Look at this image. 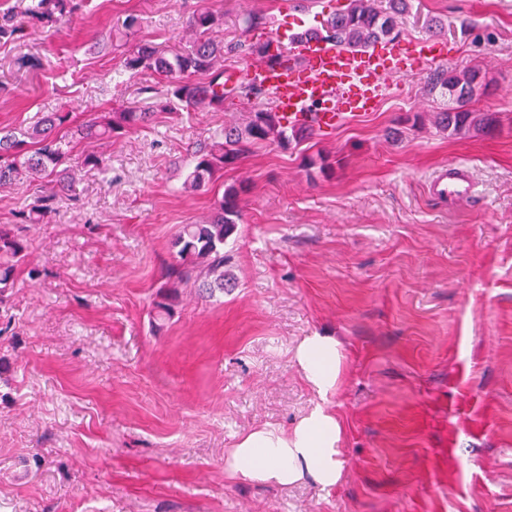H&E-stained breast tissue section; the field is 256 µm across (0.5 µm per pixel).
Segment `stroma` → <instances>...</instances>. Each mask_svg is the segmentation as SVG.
I'll use <instances>...</instances> for the list:
<instances>
[{"label":"stroma","mask_w":512,"mask_h":512,"mask_svg":"<svg viewBox=\"0 0 512 512\" xmlns=\"http://www.w3.org/2000/svg\"><path fill=\"white\" fill-rule=\"evenodd\" d=\"M348 2L84 0L0 42V128L163 101L158 75H112L136 43L187 45L197 9L223 12L231 70L258 63L247 45ZM254 14L269 28L247 30ZM397 28L400 46L430 36L441 56L390 77L367 113L256 146L202 189L185 186L195 151L270 92L76 142L71 187L42 223L20 213L50 183L0 187V229L27 245L0 293V512H512V0H412ZM470 68L489 83L472 107L498 127L444 134L435 78ZM91 152L110 169L81 166ZM445 164L465 168L474 199L429 194ZM232 185L245 188L236 286L203 298L172 275L173 242ZM311 336L338 343L324 392L298 362ZM319 410L339 425L335 486L227 469L247 435L293 436Z\"/></svg>","instance_id":"stroma-1"}]
</instances>
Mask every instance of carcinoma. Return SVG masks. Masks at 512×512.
Segmentation results:
<instances>
[{"instance_id":"obj_1","label":"carcinoma","mask_w":512,"mask_h":512,"mask_svg":"<svg viewBox=\"0 0 512 512\" xmlns=\"http://www.w3.org/2000/svg\"><path fill=\"white\" fill-rule=\"evenodd\" d=\"M82 0H30L24 7L27 19L43 27L53 26L59 17L78 9ZM410 0H386V8L373 7L370 0H350L348 8L334 14L323 28H310L291 37L303 40H323L348 51H363L380 41L397 38L395 17L408 12ZM221 17L211 9L192 15L189 26L195 33L190 44L161 50L149 43H140L128 51L119 74L131 75L151 71L169 83V102L161 112L216 109L224 104V44L212 38ZM21 30L9 14L0 16V40L10 39ZM448 91V108L435 114V125L453 135L489 133L498 120L492 112H477L471 103L485 88L484 76L478 69L463 73L450 70L438 79ZM154 114L153 107L125 108L107 112L84 124L72 125L69 112H43L35 122L20 128L0 131V187L15 184L30 175L49 178L58 191L67 189L60 167L69 161L70 140H104L147 124ZM313 125H286L272 107L247 113L242 124H230L215 133V143L196 152V161L187 177L190 186L198 189L212 181L221 170L235 167L250 149L258 144L274 143L282 147L298 143L313 135ZM243 188L230 186L215 203L211 216L201 224H184L174 240L178 247L177 278L202 281L208 293L224 292L234 287L229 273L224 271L227 258L224 246L237 232L241 216L240 195ZM50 195L22 212L29 224L39 223L51 212ZM26 245L7 231L0 230V292L13 285V271L25 256Z\"/></svg>"}]
</instances>
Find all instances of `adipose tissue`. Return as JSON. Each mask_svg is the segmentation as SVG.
I'll return each instance as SVG.
<instances>
[{
  "label": "adipose tissue",
  "mask_w": 512,
  "mask_h": 512,
  "mask_svg": "<svg viewBox=\"0 0 512 512\" xmlns=\"http://www.w3.org/2000/svg\"><path fill=\"white\" fill-rule=\"evenodd\" d=\"M335 340L314 336L302 344L299 359L304 370L320 388L336 381L339 356ZM339 427L332 416L315 412L297 429L293 439L265 432L250 434L232 449L229 467L243 479L285 487L311 477L323 487L336 485L342 464L335 447Z\"/></svg>",
  "instance_id": "adipose-tissue-1"
}]
</instances>
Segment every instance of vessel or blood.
Wrapping results in <instances>:
<instances>
[{
	"instance_id": "b4317fda",
	"label": "vessel or blood",
	"mask_w": 512,
	"mask_h": 512,
	"mask_svg": "<svg viewBox=\"0 0 512 512\" xmlns=\"http://www.w3.org/2000/svg\"><path fill=\"white\" fill-rule=\"evenodd\" d=\"M304 49L305 66H296L290 60L275 68L253 64L231 71L230 76L235 81L264 85L272 92L278 110L287 114L289 123H302L306 113L313 111L318 116V127L325 129L335 128L343 118L336 110L337 102L353 99L363 106L387 95L390 85L385 60L393 52V45L348 53L312 40ZM429 191L442 199L470 197L475 193L473 185L455 167L436 175Z\"/></svg>"
}]
</instances>
